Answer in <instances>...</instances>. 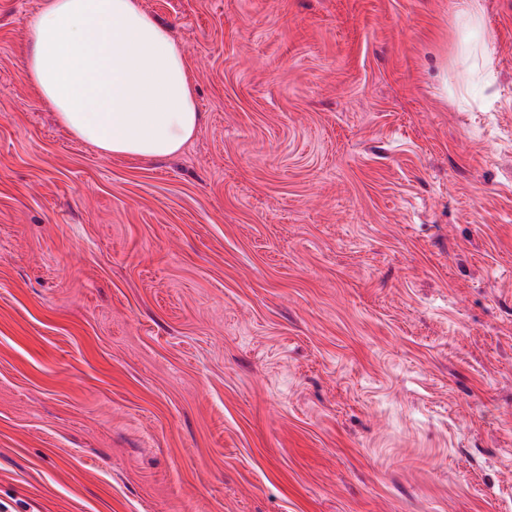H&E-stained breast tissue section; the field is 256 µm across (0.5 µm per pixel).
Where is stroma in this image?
I'll return each mask as SVG.
<instances>
[{"instance_id": "obj_1", "label": "stroma", "mask_w": 512, "mask_h": 512, "mask_svg": "<svg viewBox=\"0 0 512 512\" xmlns=\"http://www.w3.org/2000/svg\"><path fill=\"white\" fill-rule=\"evenodd\" d=\"M477 2L141 0L201 119L140 160L57 123L43 0H0V512H512V0Z\"/></svg>"}]
</instances>
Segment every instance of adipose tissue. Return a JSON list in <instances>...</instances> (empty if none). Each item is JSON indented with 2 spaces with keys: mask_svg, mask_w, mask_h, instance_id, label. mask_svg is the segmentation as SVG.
<instances>
[{
  "mask_svg": "<svg viewBox=\"0 0 512 512\" xmlns=\"http://www.w3.org/2000/svg\"><path fill=\"white\" fill-rule=\"evenodd\" d=\"M22 69L59 122L108 156H174L199 125L185 52L139 0H45Z\"/></svg>",
  "mask_w": 512,
  "mask_h": 512,
  "instance_id": "adipose-tissue-1",
  "label": "adipose tissue"
}]
</instances>
